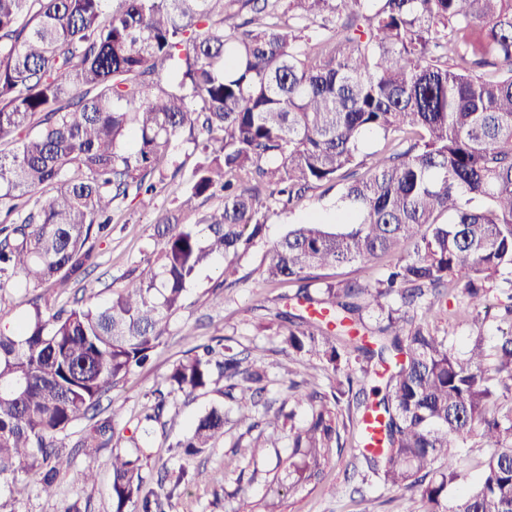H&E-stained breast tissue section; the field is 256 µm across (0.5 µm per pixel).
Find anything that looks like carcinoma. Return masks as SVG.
Instances as JSON below:
<instances>
[{"instance_id": "obj_1", "label": "carcinoma", "mask_w": 512, "mask_h": 512, "mask_svg": "<svg viewBox=\"0 0 512 512\" xmlns=\"http://www.w3.org/2000/svg\"><path fill=\"white\" fill-rule=\"evenodd\" d=\"M324 12L336 25L306 34ZM184 134L201 160L156 220L160 248L105 302L57 306L100 266L113 204L148 207L180 172ZM369 134L384 145L368 164ZM327 185L339 187L334 220L291 225L263 261L266 281L297 286L296 306L272 318L288 354L306 358L288 385L310 412L290 433L303 459L293 484L320 481L328 450L348 448L361 482L416 491L423 512H512V332L458 352L437 329L454 280L473 313L512 275V0H0V290L34 294L0 328L10 496L36 468L51 494L71 467L62 437L88 419L77 447L115 448L114 512H169L183 481L205 478L182 467L169 491L146 488L147 438L178 393L215 386L246 433L278 429L282 410L259 412L265 371L227 345L173 365L131 436L117 414L96 415L162 344L197 272L222 260L237 273L262 239L265 197L287 212ZM217 193L222 207L181 223ZM355 264L383 273L330 279ZM370 310L382 316L370 339L352 335ZM326 368L343 375L345 414L321 391ZM224 426L213 406L168 447L193 459ZM472 438L491 448L475 476L458 452ZM270 447L261 432L235 445L249 461Z\"/></svg>"}]
</instances>
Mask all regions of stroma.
<instances>
[{"mask_svg":"<svg viewBox=\"0 0 512 512\" xmlns=\"http://www.w3.org/2000/svg\"><path fill=\"white\" fill-rule=\"evenodd\" d=\"M177 151L185 156L186 164L176 178L167 180L159 190L150 208L139 202L124 201L114 214L112 233L101 243L100 268L77 286L78 295L93 296L104 302L109 296V284H120L123 275L141 259L158 248L155 235L157 215L174 205L182 184L189 178L198 160L193 147L177 141ZM335 192L312 194L288 214L270 215L262 243L241 259L237 265L238 281L224 289V303L214 307L212 286L223 279V263H215L200 270L187 291L185 309L172 317L165 342L153 354L145 369L136 371L123 387L103 398L104 414L119 413L124 419L135 418L148 403L152 391L163 384L166 375L188 350L199 344H213L217 339L230 338L237 349L247 350L252 359L265 367L269 382L264 394L272 408H280L288 394L290 379L300 369L295 357L283 350L277 326L270 315L284 308L287 296L295 289L288 284L265 282L261 275L264 252L269 243L284 235L289 225L304 220L308 215L331 211ZM449 338L457 349H465L476 334L494 339L512 331V322L503 320L497 307L477 318H462L447 324ZM216 391L198 392L192 396L176 395L169 413V422L162 432L152 437L153 455L144 460L143 471L157 477L160 469L177 474L181 461L167 451L170 439L185 434L190 424L205 409L223 403ZM304 409L296 410L291 424L281 425L277 447L264 449L256 462L240 459L234 452L236 441L244 434V427L235 423L225 426L224 441L218 448L193 460V467L204 469L205 481L182 484L172 500L171 512H238L241 500H248L253 512H422L419 495L409 493H380L369 484L353 478L349 453L330 454L323 484L303 488L289 487L286 478L291 462L288 446L289 427L301 424L307 417ZM83 432L75 425L64 440L66 453L72 459L70 470L61 472L54 484L52 495L41 491V471L25 474L29 493L16 500L8 494L0 495V512H64L75 507L77 512H113L110 487L112 483V451L103 448L89 455L78 448L77 440ZM93 468L95 483L78 481L76 473ZM351 482L354 494L333 495L327 488L333 484Z\"/></svg>","mask_w":512,"mask_h":512,"instance_id":"35a3bbf8","label":"stroma"}]
</instances>
